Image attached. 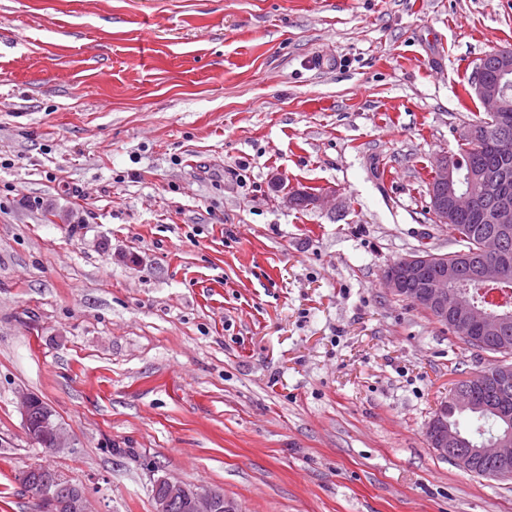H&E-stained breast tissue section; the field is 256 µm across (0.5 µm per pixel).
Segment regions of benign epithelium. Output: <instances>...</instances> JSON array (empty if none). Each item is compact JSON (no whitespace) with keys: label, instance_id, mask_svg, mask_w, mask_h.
I'll return each mask as SVG.
<instances>
[{"label":"benign epithelium","instance_id":"obj_1","mask_svg":"<svg viewBox=\"0 0 512 512\" xmlns=\"http://www.w3.org/2000/svg\"><path fill=\"white\" fill-rule=\"evenodd\" d=\"M499 79L484 78L482 65H477L472 88L486 112L498 123L512 119V100L508 96L509 78L512 77V50L498 52ZM492 201L482 208L479 198ZM430 205L437 224H452L455 219L467 216L481 222L498 225L499 234L482 241L480 248L484 262L478 268V282L497 283L512 270V258L504 251L502 235L512 231V192L508 191L502 171L487 166L465 178L458 177L457 159L444 156L435 166L431 182ZM426 256L411 254L391 264L383 272V280L390 294L405 300L429 314L437 323L449 326L462 341L476 348L484 346L487 337L501 332L512 322V308L504 306L490 314L473 302L468 290L455 284L456 265H441L442 273L436 279L428 277ZM17 405L25 421L27 436L35 445L55 453L72 447L71 439L50 408L42 411L36 423L31 415L39 405L38 396L21 392ZM425 435L428 447L441 457H451L465 472L474 466V458L489 459L499 465L491 474L497 480L512 476V434L507 432L490 439L481 448H462L459 438L448 427V406H443L430 419ZM21 482L36 489L39 500L49 505L50 512H86V495L80 488L61 491L60 478H33V471L23 473ZM154 512H169L174 502L183 505L184 512H242L239 504L224 497L217 487L191 488L182 481L160 477L154 483Z\"/></svg>","mask_w":512,"mask_h":512}]
</instances>
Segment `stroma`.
Here are the masks:
<instances>
[{
  "instance_id": "35a3bbf8",
  "label": "stroma",
  "mask_w": 512,
  "mask_h": 512,
  "mask_svg": "<svg viewBox=\"0 0 512 512\" xmlns=\"http://www.w3.org/2000/svg\"><path fill=\"white\" fill-rule=\"evenodd\" d=\"M512 0H0V512H512L428 421L493 354L393 298ZM331 191L322 206L295 193ZM38 395L73 439L31 443ZM35 470H27L21 477V482L24 485L32 486L36 489L38 497L34 489L28 491L37 499L39 509H44L42 503L49 505V510L52 512H85L86 511V495L84 490L80 488H71L69 492L61 491V486L58 483L62 479L55 477V479L44 477L42 481L38 478H33ZM41 501V502H40ZM156 490L154 512H169L174 502H181L184 512H243L239 504L224 497V492L217 487L190 488L182 481L169 477H159L154 483ZM175 506L172 512H183Z\"/></svg>"
}]
</instances>
